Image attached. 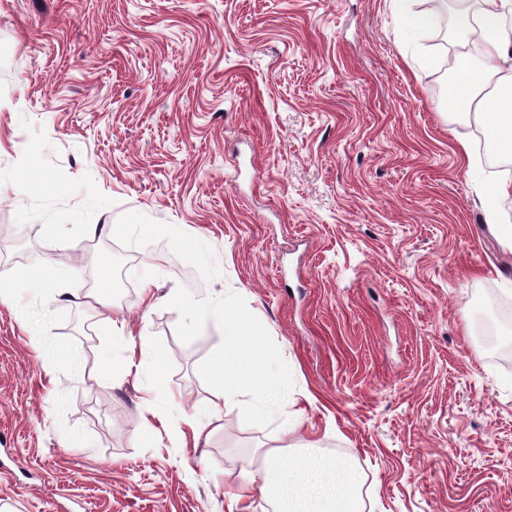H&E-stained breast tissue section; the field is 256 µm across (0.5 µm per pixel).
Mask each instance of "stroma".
<instances>
[{
  "label": "stroma",
  "instance_id": "obj_1",
  "mask_svg": "<svg viewBox=\"0 0 512 512\" xmlns=\"http://www.w3.org/2000/svg\"><path fill=\"white\" fill-rule=\"evenodd\" d=\"M468 45L391 0H0V512H273L229 494L307 446L366 512H512V354L476 327L512 301V171L461 154ZM210 298L287 415L219 405ZM397 0L403 24L412 32L422 34L431 29L439 15L438 9L415 10L409 2ZM195 306L207 317L224 323L225 335L227 333L230 334L226 336H239L238 332L240 330V326L236 318L226 313V310L224 311L223 304H214L209 300H204L195 302Z\"/></svg>",
  "mask_w": 512,
  "mask_h": 512
}]
</instances>
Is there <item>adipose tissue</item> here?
I'll return each mask as SVG.
<instances>
[{"instance_id": "1", "label": "adipose tissue", "mask_w": 512, "mask_h": 512, "mask_svg": "<svg viewBox=\"0 0 512 512\" xmlns=\"http://www.w3.org/2000/svg\"><path fill=\"white\" fill-rule=\"evenodd\" d=\"M476 9H463L457 16L460 31H471L472 19L482 21L485 44L483 59L459 73L458 98L464 111L480 112L485 131L496 152L512 158V27L504 18L512 14V0H476ZM497 92H488L489 83ZM211 379L226 406L252 414L264 408L267 384L258 375L249 381L251 400L238 401L240 370L225 367L223 357L210 364ZM259 491L274 512H364L353 466L346 459L327 457L307 450L284 460L267 452L261 467L245 471L238 498Z\"/></svg>"}]
</instances>
